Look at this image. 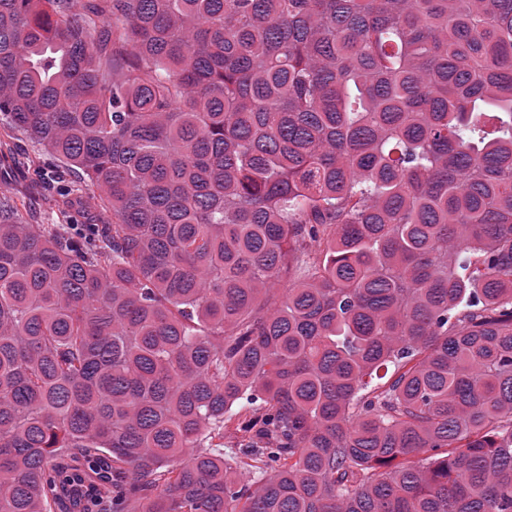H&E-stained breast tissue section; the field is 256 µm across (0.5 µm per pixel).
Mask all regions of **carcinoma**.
<instances>
[{
  "label": "carcinoma",
  "instance_id": "cac0c4a2",
  "mask_svg": "<svg viewBox=\"0 0 512 512\" xmlns=\"http://www.w3.org/2000/svg\"><path fill=\"white\" fill-rule=\"evenodd\" d=\"M19 135L0 512H512V0H0ZM25 138L17 137L7 145L0 143V193L26 197L27 208L21 215L30 221L29 214L38 213L43 205L42 192H31L30 186L51 175L54 165ZM21 162V164H18Z\"/></svg>",
  "mask_w": 512,
  "mask_h": 512
}]
</instances>
